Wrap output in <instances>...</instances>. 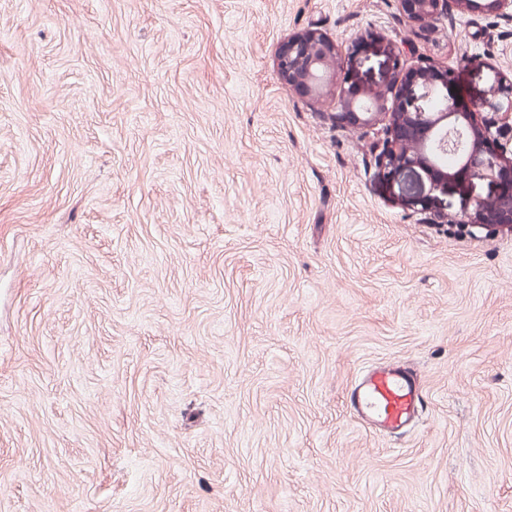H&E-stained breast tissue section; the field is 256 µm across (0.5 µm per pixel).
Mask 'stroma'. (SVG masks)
<instances>
[{
  "instance_id": "stroma-1",
  "label": "stroma",
  "mask_w": 512,
  "mask_h": 512,
  "mask_svg": "<svg viewBox=\"0 0 512 512\" xmlns=\"http://www.w3.org/2000/svg\"><path fill=\"white\" fill-rule=\"evenodd\" d=\"M315 27L512 77V17L0 0V512H512V231L385 202L281 84ZM417 373L400 435L349 403ZM355 417L369 429L397 434L414 426L422 411L417 375L394 365L365 371L350 390Z\"/></svg>"
}]
</instances>
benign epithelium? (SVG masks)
Wrapping results in <instances>:
<instances>
[{"label": "benign epithelium", "mask_w": 512, "mask_h": 512, "mask_svg": "<svg viewBox=\"0 0 512 512\" xmlns=\"http://www.w3.org/2000/svg\"><path fill=\"white\" fill-rule=\"evenodd\" d=\"M456 3L464 14L512 15V0ZM399 10L426 26L448 14V0H399ZM405 45L370 29L339 42L307 28L281 43L277 74L311 102L332 97L337 121L374 131V181L387 202L446 224L451 234L477 238L512 230V80L481 56L441 67L410 59L414 50ZM435 84L448 89V97L429 112L412 111L417 90ZM437 125L468 133L465 155L445 174L421 147L424 132Z\"/></svg>", "instance_id": "obj_1"}]
</instances>
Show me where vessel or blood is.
I'll list each match as a JSON object with an SVG mask.
<instances>
[{"label": "vessel or blood", "instance_id": "obj_1", "mask_svg": "<svg viewBox=\"0 0 512 512\" xmlns=\"http://www.w3.org/2000/svg\"><path fill=\"white\" fill-rule=\"evenodd\" d=\"M355 417L369 429L397 434L414 426L422 411L416 375L394 365L365 371L350 390Z\"/></svg>", "mask_w": 512, "mask_h": 512}]
</instances>
